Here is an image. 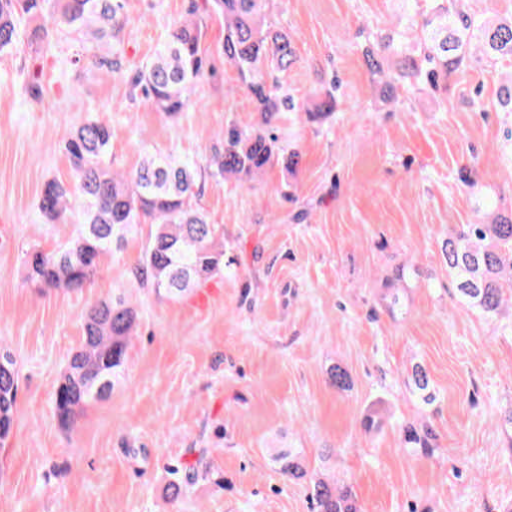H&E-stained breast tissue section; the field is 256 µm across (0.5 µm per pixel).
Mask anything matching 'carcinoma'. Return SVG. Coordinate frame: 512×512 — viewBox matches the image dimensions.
Returning <instances> with one entry per match:
<instances>
[{"instance_id":"obj_1","label":"carcinoma","mask_w":512,"mask_h":512,"mask_svg":"<svg viewBox=\"0 0 512 512\" xmlns=\"http://www.w3.org/2000/svg\"><path fill=\"white\" fill-rule=\"evenodd\" d=\"M270 0H202L191 3L188 17L166 32L154 56L143 64L133 90L171 120L192 104L195 86L206 76L199 46L204 23L199 13L224 20V42L219 53L236 70L237 78L256 104L253 120L224 125L219 144L205 165L174 155L146 153L130 173L112 166L111 127L91 118L74 128L63 150L73 169L70 183L52 179L44 184L38 210L51 221L74 226L71 237L57 249L26 252V280L41 288L78 289L100 269L104 259L121 249L139 224L152 226L136 278L161 299H177L216 275L224 274V227L213 224L193 200L204 177L233 178L246 184L273 163L285 174L295 172L299 152L276 134L281 114L305 111L310 121L336 109V81H331L312 107L302 109L268 82V70L286 72L296 62V49L287 32L268 17ZM64 31L90 55L93 65L111 74L118 69V52L110 40L126 22L125 0H0V54L16 49L22 20L37 23L34 35L42 48L53 42L43 19ZM420 28L413 46L388 35L373 38L363 50L369 73L380 79L385 100L394 102L398 90L421 85L433 93L447 89L448 77L469 66L473 41L493 60H512V18L485 20L463 9L462 0H431L422 20L409 18ZM442 256L455 284L457 302L485 318L506 313L512 300V212L485 202L484 212L472 224H461L443 242ZM135 309L123 298L92 304L84 318L83 336L69 356L57 382L55 417L71 427L78 411L102 400L125 379L127 349L136 327ZM410 379L428 394L426 370L415 365ZM329 382L338 391L350 389L349 373L330 368ZM19 387V368L11 353L0 360V442L10 435ZM404 443L429 453L435 447L429 425L403 427ZM279 470L293 479H307L315 512H359L352 492L323 478L309 476L299 454H275ZM168 485L169 496L179 498L199 477L188 466Z\"/></svg>"}]
</instances>
